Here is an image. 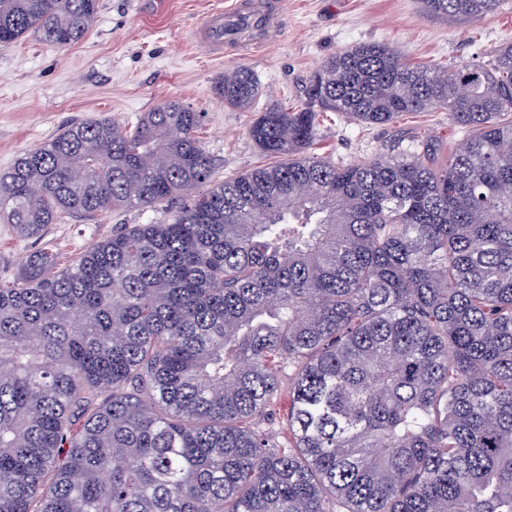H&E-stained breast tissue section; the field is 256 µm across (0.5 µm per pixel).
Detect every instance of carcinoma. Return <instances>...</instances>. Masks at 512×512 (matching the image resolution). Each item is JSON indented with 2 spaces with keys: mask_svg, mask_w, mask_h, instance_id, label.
Listing matches in <instances>:
<instances>
[{
  "mask_svg": "<svg viewBox=\"0 0 512 512\" xmlns=\"http://www.w3.org/2000/svg\"><path fill=\"white\" fill-rule=\"evenodd\" d=\"M420 2L474 19L500 0ZM98 12L0 0V44L66 48ZM214 93L248 110L261 84L238 67ZM328 112H446L464 136L337 166L312 152ZM204 117H90L0 170L24 239L168 215L0 281V512H512V43L448 66L348 47L249 126L272 162L224 182ZM285 366L280 438L257 423ZM161 208L155 211L128 210L107 217L87 218L82 215H65L59 224H52L45 238L52 249L64 258L78 256L94 242L112 235L118 224H147L152 218H166Z\"/></svg>",
  "mask_w": 512,
  "mask_h": 512,
  "instance_id": "cac0c4a2",
  "label": "carcinoma"
}]
</instances>
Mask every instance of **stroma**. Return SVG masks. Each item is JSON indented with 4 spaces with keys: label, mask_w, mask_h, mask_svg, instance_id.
<instances>
[{
    "label": "stroma",
    "mask_w": 512,
    "mask_h": 512,
    "mask_svg": "<svg viewBox=\"0 0 512 512\" xmlns=\"http://www.w3.org/2000/svg\"><path fill=\"white\" fill-rule=\"evenodd\" d=\"M237 1L249 11L273 10L272 22L221 50L205 48L200 37L210 13ZM373 41L393 44L413 62L485 61L512 42V0H501L495 14L480 20L428 17L419 0H100L95 26L77 44L61 48L34 35L0 44V170L74 122L105 115L131 125L176 100L205 115L198 135L214 160V181L237 177L268 162L248 135L265 107L300 105L314 70L349 46ZM240 66L262 85L249 112L224 107L213 92L224 71ZM433 135L451 146L464 132L444 112L373 126L332 114L321 124L317 152L349 165ZM153 216L136 209L67 215L51 225L46 240L71 258L110 236L115 225ZM34 248L0 222V281L12 279Z\"/></svg>",
    "instance_id": "35a3bbf8"
}]
</instances>
